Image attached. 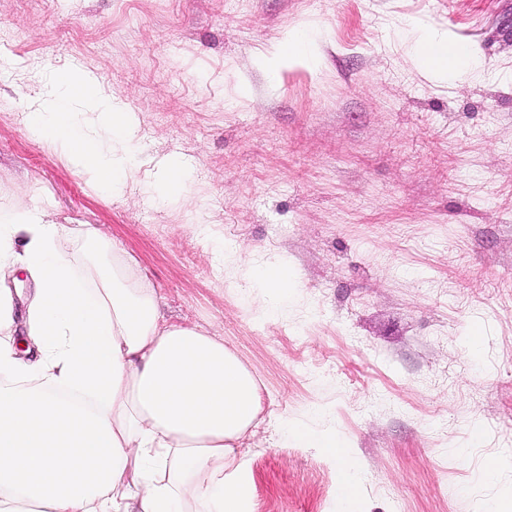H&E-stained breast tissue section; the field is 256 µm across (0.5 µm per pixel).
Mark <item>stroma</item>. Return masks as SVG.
Returning <instances> with one entry per match:
<instances>
[{"instance_id":"obj_1","label":"stroma","mask_w":512,"mask_h":512,"mask_svg":"<svg viewBox=\"0 0 512 512\" xmlns=\"http://www.w3.org/2000/svg\"><path fill=\"white\" fill-rule=\"evenodd\" d=\"M309 25L313 56L261 53ZM482 69L430 74L418 29ZM62 71L136 125L103 190L26 129ZM187 199L151 202L159 163ZM94 224L171 323L261 388L250 512H495L512 497V0H0V210ZM292 288L259 287L270 266ZM336 439L332 456L293 438ZM358 482L345 502L344 469Z\"/></svg>"}]
</instances>
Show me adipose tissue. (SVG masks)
<instances>
[{
	"mask_svg": "<svg viewBox=\"0 0 512 512\" xmlns=\"http://www.w3.org/2000/svg\"><path fill=\"white\" fill-rule=\"evenodd\" d=\"M418 47L444 78L481 65L444 35L421 32ZM87 109L113 140H135L128 114L72 71L56 75L28 130L120 192L133 156L102 149ZM73 236L92 249L103 238L40 208L0 214V268L35 284L21 322L0 289V512H246L236 448L260 410L255 380L223 338L163 321L158 291L121 247L85 287L62 248Z\"/></svg>",
	"mask_w": 512,
	"mask_h": 512,
	"instance_id": "obj_1",
	"label": "adipose tissue"
}]
</instances>
